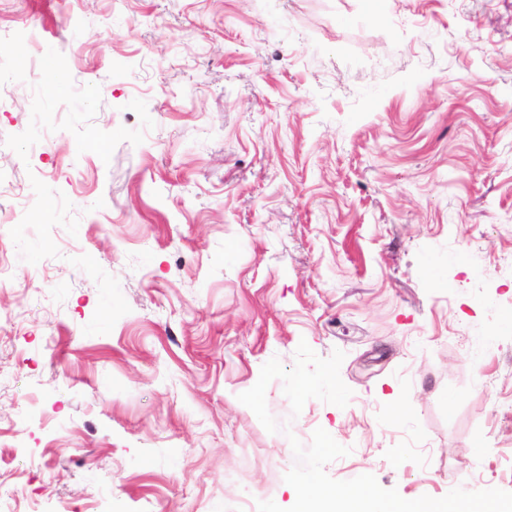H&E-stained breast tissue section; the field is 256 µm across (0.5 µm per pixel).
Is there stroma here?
Segmentation results:
<instances>
[{"instance_id":"stroma-1","label":"stroma","mask_w":512,"mask_h":512,"mask_svg":"<svg viewBox=\"0 0 512 512\" xmlns=\"http://www.w3.org/2000/svg\"><path fill=\"white\" fill-rule=\"evenodd\" d=\"M4 51L0 512L292 506L238 396L303 341L331 478L512 492V0H0Z\"/></svg>"}]
</instances>
